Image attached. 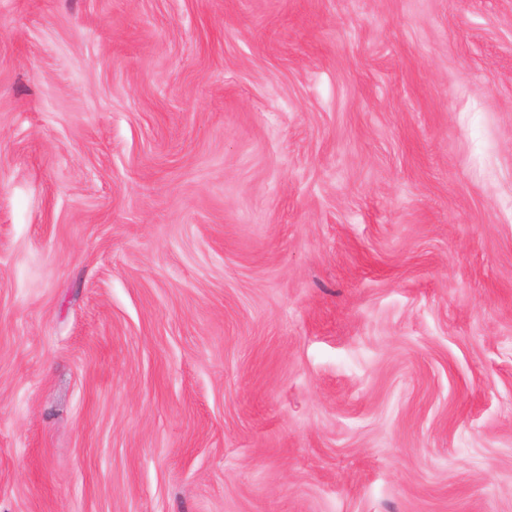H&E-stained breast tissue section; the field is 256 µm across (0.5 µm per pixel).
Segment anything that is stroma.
Listing matches in <instances>:
<instances>
[{
	"label": "stroma",
	"instance_id": "1",
	"mask_svg": "<svg viewBox=\"0 0 512 512\" xmlns=\"http://www.w3.org/2000/svg\"><path fill=\"white\" fill-rule=\"evenodd\" d=\"M0 512H512V0H0Z\"/></svg>",
	"mask_w": 512,
	"mask_h": 512
}]
</instances>
